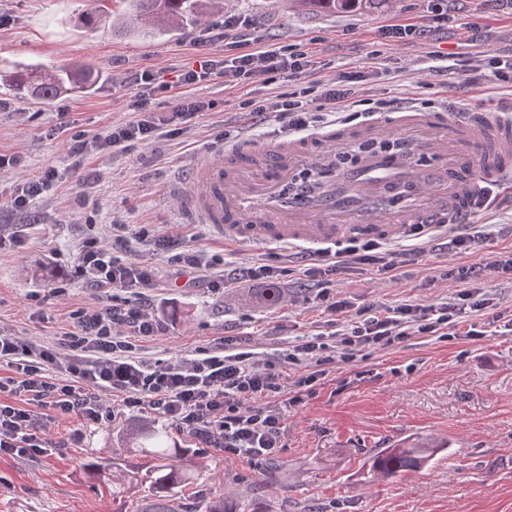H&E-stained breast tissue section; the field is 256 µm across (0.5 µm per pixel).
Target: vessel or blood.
<instances>
[{
    "label": "vessel or blood",
    "mask_w": 512,
    "mask_h": 512,
    "mask_svg": "<svg viewBox=\"0 0 512 512\" xmlns=\"http://www.w3.org/2000/svg\"><path fill=\"white\" fill-rule=\"evenodd\" d=\"M431 130L433 138L411 143L404 162L409 181L418 184L420 202L394 210L382 204L369 184L352 188L351 206L333 200H292L279 196L288 171L297 166L318 170L336 149L383 133ZM268 169L233 165L248 145L201 153L175 191L184 218L209 225L228 243L257 241L294 248L333 245L350 238H399L413 224H454L475 206L489 186L512 189V121L493 111L420 112L407 109L371 117L356 126L336 124L315 136H281L267 147ZM429 156V168L418 159Z\"/></svg>",
    "instance_id": "1"
}]
</instances>
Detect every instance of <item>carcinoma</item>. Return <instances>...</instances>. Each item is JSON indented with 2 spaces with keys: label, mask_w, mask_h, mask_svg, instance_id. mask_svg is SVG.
<instances>
[{
  "label": "carcinoma",
  "mask_w": 512,
  "mask_h": 512,
  "mask_svg": "<svg viewBox=\"0 0 512 512\" xmlns=\"http://www.w3.org/2000/svg\"><path fill=\"white\" fill-rule=\"evenodd\" d=\"M132 25L144 36H150L160 27L184 30L201 22L198 12L200 0H127ZM381 0H300L324 12H350L371 8ZM88 73L73 74L64 69L40 67L14 69L3 76V81L24 96L32 95L47 101L62 92L82 91L90 81ZM167 434L145 424L135 433L141 462L136 469L145 471L142 480L149 483L152 493L140 499L133 512H229L224 496L202 498L192 507H185L178 497V489L194 479L193 469L184 464L182 449L171 448L165 441ZM443 445L439 442H410L396 448H384L372 459L373 471L384 477H393L402 471L424 467Z\"/></svg>",
  "instance_id": "carcinoma-1"
}]
</instances>
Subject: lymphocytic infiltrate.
Wrapping results in <instances>:
<instances>
[{"label":"lymphocytic infiltrate","mask_w":512,"mask_h":512,"mask_svg":"<svg viewBox=\"0 0 512 512\" xmlns=\"http://www.w3.org/2000/svg\"><path fill=\"white\" fill-rule=\"evenodd\" d=\"M247 29L245 21L235 15L210 25L208 41L228 42L235 55L206 58L198 68L183 73L182 85L188 88L217 78H259L272 83L285 72L307 76L306 52L285 45L252 49ZM355 79L350 73L314 83L318 105L312 110L305 108L295 90L248 100L244 107L252 114L275 118L288 132L306 134L331 117L351 122L374 115V108L364 106L354 88ZM152 81L146 71L135 79L136 110L128 120L93 136L82 130L69 133L68 152L83 190L94 186V175L85 166L89 154L102 150L124 153L135 145L185 131L198 114L212 108L210 102L187 91L177 96L170 112L157 113L151 106ZM482 236L476 228L463 233L454 224H416L396 248L375 240L352 239L333 249L310 252L303 274L319 284L317 297L329 315L327 325L332 332L289 345L288 363L307 368L306 374L289 382L277 361L237 346L229 336L198 348L188 359L143 357L145 343L164 335L166 325L147 295L154 286L153 268L128 260L127 254L138 241L159 251L173 247L176 238L153 236L145 229L132 230L127 222H113L108 242L91 237L79 244L76 276L98 290L97 302L73 310L67 331L54 344L0 336V363L11 371L10 376H0V456L52 454L55 443L50 425L41 415L45 409L86 425L111 420L115 410L102 398L108 392L119 398V408L150 410L194 435L203 448L225 457L255 463L275 457L285 446L280 409L285 398L298 403L314 395L318 381L336 359L385 349L411 336L444 337L461 314L493 309L483 285L490 276L512 275V251H491L478 263L450 270V277L463 282L464 288L452 300L435 305L357 308L332 295L327 277L362 266L390 274L441 240L455 253L468 254Z\"/></svg>","instance_id":"1"}]
</instances>
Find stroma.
Wrapping results in <instances>:
<instances>
[{"label": "stroma", "mask_w": 512, "mask_h": 512, "mask_svg": "<svg viewBox=\"0 0 512 512\" xmlns=\"http://www.w3.org/2000/svg\"><path fill=\"white\" fill-rule=\"evenodd\" d=\"M446 22L433 20L435 8ZM96 10L91 27H77L74 17ZM125 0H0V70L17 64L90 68L92 87L52 100L24 99L0 85V154H20L25 164L0 171V233L22 238L19 248L0 253V335L54 340L66 326L69 310L94 301L96 293L80 281L65 295H53L61 275L73 273L83 237L107 239L112 220L182 233L187 245L206 248L229 268L250 267L260 256L286 254V247L266 243L227 244L208 226L183 220L170 185L201 152L247 141L263 147L280 125L259 121L242 109L243 100L269 95L257 79L233 87L223 79L194 86V95L213 104L194 125L175 138H158L123 154H92L88 168L97 177L90 195H82L70 169L60 119L95 134L125 121L135 90L128 84L137 71L154 77L155 108L166 112L181 87L183 70L207 55H223L222 44H199L203 29L192 34L142 37L116 33L114 19L124 17ZM235 14L246 19L254 41L290 44L310 56L312 78L330 80L360 71L367 97L405 109L461 112L512 110V95L495 81L464 83L469 64L512 49V0H383L365 12L304 11L295 0H221L207 11L208 21ZM426 21L425 39L384 45L383 25ZM380 53L379 68L371 56ZM445 73L434 76L433 67ZM431 89H421V82ZM56 168L60 181L36 200L30 212L11 210L17 185ZM494 218L473 211L470 223L493 220L485 249L512 247V196L499 194ZM133 259L153 266L156 286L150 298L167 323L165 335L148 343L151 359L187 358L213 338L235 336L262 356L282 354L289 342L325 331L327 314L316 301L312 281L300 271L279 276L269 285L280 289L282 303L261 299L267 283L249 277L213 291L190 284L189 277L161 254L138 247ZM478 254L436 251L404 267L400 280L364 270L332 282L338 297L355 305L375 302L437 304L455 296L462 283L443 280L441 272L478 262ZM483 334L440 340L412 336L383 350L357 354L331 366L316 397L285 408L286 446L278 456L276 480L263 482L260 467L225 461L223 453L198 452L192 436L169 429L171 443L185 448L190 465H202L204 480L194 495H224L233 512H512V329L478 317ZM138 413H118L100 425L53 422L62 441L53 455L0 457V512H132L130 497L116 500L86 463L99 456L134 464L119 429ZM79 441H69L72 430ZM412 437H434L444 448L422 470L384 479L371 469L378 450Z\"/></svg>", "instance_id": "obj_1"}]
</instances>
